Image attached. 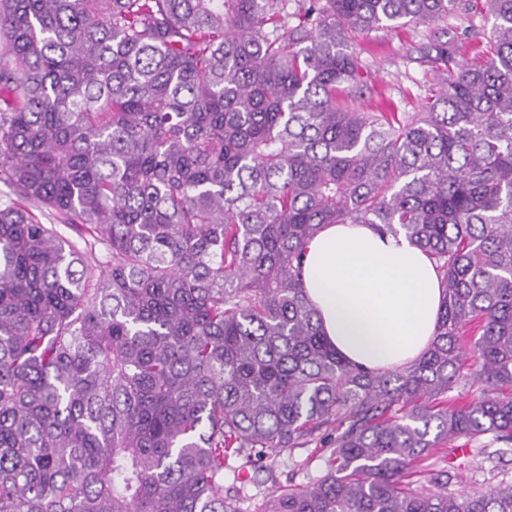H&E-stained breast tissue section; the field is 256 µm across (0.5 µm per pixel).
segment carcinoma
<instances>
[{"label": "carcinoma", "instance_id": "cac0c4a2", "mask_svg": "<svg viewBox=\"0 0 512 512\" xmlns=\"http://www.w3.org/2000/svg\"><path fill=\"white\" fill-rule=\"evenodd\" d=\"M485 7L491 57L400 115L354 104L350 34L463 0H0V181L109 254L0 206V512H244L247 465L327 430L325 473L263 512H512V480L411 481L456 439L512 444V0ZM326 224L434 259L414 364L323 338Z\"/></svg>", "mask_w": 512, "mask_h": 512}]
</instances>
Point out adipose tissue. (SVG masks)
Listing matches in <instances>:
<instances>
[{
	"instance_id": "ef3b65f1",
	"label": "adipose tissue",
	"mask_w": 512,
	"mask_h": 512,
	"mask_svg": "<svg viewBox=\"0 0 512 512\" xmlns=\"http://www.w3.org/2000/svg\"><path fill=\"white\" fill-rule=\"evenodd\" d=\"M303 271L324 336L349 366L401 370L431 343L444 288L433 259L404 236L326 225L309 241Z\"/></svg>"
}]
</instances>
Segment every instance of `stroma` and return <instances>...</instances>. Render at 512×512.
I'll use <instances>...</instances> for the list:
<instances>
[{
  "instance_id": "35a3bbf8",
  "label": "stroma",
  "mask_w": 512,
  "mask_h": 512,
  "mask_svg": "<svg viewBox=\"0 0 512 512\" xmlns=\"http://www.w3.org/2000/svg\"><path fill=\"white\" fill-rule=\"evenodd\" d=\"M472 2L473 10L466 17L353 35L352 46L361 64L362 107L376 106L383 99L393 111L414 113L438 95L449 66L427 57L425 50L432 43L451 38L459 47L453 64L460 66L474 59L476 42L489 33L491 21L484 0ZM328 456V451L317 452L310 447L285 452L274 472H259L242 484L245 508L260 512L265 501L281 487L308 484L322 475ZM449 466L463 473V489L484 492L500 481L512 479V446H501L493 464L473 452L464 459H450Z\"/></svg>"
}]
</instances>
